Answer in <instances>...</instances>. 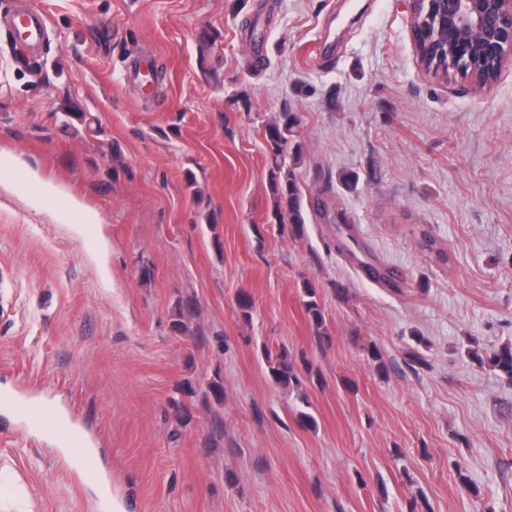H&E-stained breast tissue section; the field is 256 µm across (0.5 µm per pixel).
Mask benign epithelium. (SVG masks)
Returning a JSON list of instances; mask_svg holds the SVG:
<instances>
[{
	"mask_svg": "<svg viewBox=\"0 0 512 512\" xmlns=\"http://www.w3.org/2000/svg\"><path fill=\"white\" fill-rule=\"evenodd\" d=\"M434 24L473 37L476 51L463 59L461 52L439 44ZM411 35L425 71L464 76L490 88L512 59V0H411Z\"/></svg>",
	"mask_w": 512,
	"mask_h": 512,
	"instance_id": "1",
	"label": "benign epithelium"
}]
</instances>
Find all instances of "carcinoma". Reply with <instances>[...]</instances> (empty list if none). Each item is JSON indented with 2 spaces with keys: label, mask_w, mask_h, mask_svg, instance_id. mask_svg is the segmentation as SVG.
<instances>
[{
  "label": "carcinoma",
  "mask_w": 512,
  "mask_h": 512,
  "mask_svg": "<svg viewBox=\"0 0 512 512\" xmlns=\"http://www.w3.org/2000/svg\"><path fill=\"white\" fill-rule=\"evenodd\" d=\"M300 119L293 112L281 113L278 120L265 124L264 139L266 158L270 169V189L276 198V212L279 223L288 224L291 231L300 234L306 224V212L298 186L295 165L301 155V145L296 140ZM303 298L306 314L316 328L324 323L322 307L317 299V289L311 282L303 284ZM478 364H489L512 382V343L483 356L479 351L470 352ZM268 368L273 381L283 387L300 384L295 364L286 351L274 355L266 351Z\"/></svg>",
  "instance_id": "1"
}]
</instances>
